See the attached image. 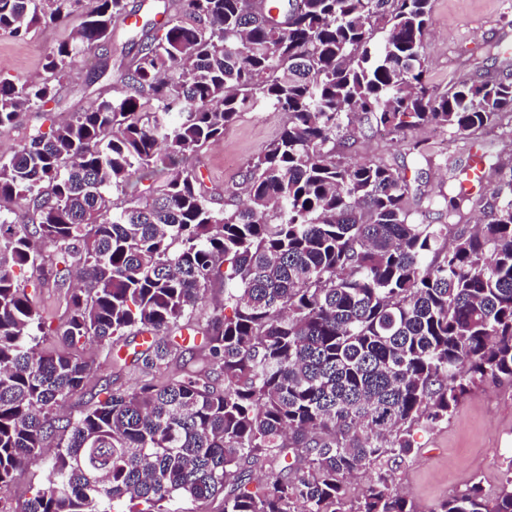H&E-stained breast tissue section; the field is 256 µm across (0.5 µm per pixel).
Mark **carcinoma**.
Here are the masks:
<instances>
[{
	"instance_id": "cac0c4a2",
	"label": "carcinoma",
	"mask_w": 512,
	"mask_h": 512,
	"mask_svg": "<svg viewBox=\"0 0 512 512\" xmlns=\"http://www.w3.org/2000/svg\"><path fill=\"white\" fill-rule=\"evenodd\" d=\"M78 10L38 78L0 73L1 135L28 112L49 121L0 155V512L39 460L46 485L22 512H179L180 496L219 498L218 512H418L395 487L412 428L512 382V157L481 153L488 197L461 186L466 163L448 192L412 199L384 160L344 156L365 121L446 167L405 136L441 128L470 161L472 136L512 125V80L431 85L432 0H164L161 32L133 38L105 94L58 121L46 105L111 44L127 0H0L11 38ZM260 103L280 132L248 163L245 199L218 209L185 162ZM162 168L143 198L111 200ZM47 248L57 287L77 267L61 348L43 346L51 327L16 274L43 272ZM217 280L224 303L201 324ZM184 328L204 366L171 374L182 351L166 336ZM87 342L144 380L63 418L54 406L92 369ZM437 512H512V459L495 495L474 483Z\"/></svg>"
}]
</instances>
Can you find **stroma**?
I'll return each mask as SVG.
<instances>
[{
  "label": "stroma",
  "mask_w": 512,
  "mask_h": 512,
  "mask_svg": "<svg viewBox=\"0 0 512 512\" xmlns=\"http://www.w3.org/2000/svg\"><path fill=\"white\" fill-rule=\"evenodd\" d=\"M70 28L47 29L26 39L0 36V71L26 80L41 74L48 46L69 38ZM425 66L432 82L446 89L451 76L490 73L512 78V0H433L427 36ZM105 82L89 83L85 68H75L56 116L77 112L95 99ZM278 113L267 106L243 113L225 129L223 137L194 160L209 194L217 202H238L248 162L280 131ZM356 154L381 157L405 174L410 194L447 191L450 173L428 166L390 141L377 129H363ZM20 280L51 325H59L64 310V289L42 283L38 275L23 271ZM86 352L96 360L82 391L61 407L75 415L102 399L105 386L133 389L141 377L132 372L114 374L108 351L90 343ZM415 453L396 471V485L419 512H437L440 503L474 482L487 494L498 488L502 471L512 460V384L487 383L470 393L445 422L419 423L413 430Z\"/></svg>",
  "instance_id": "35a3bbf8"
}]
</instances>
